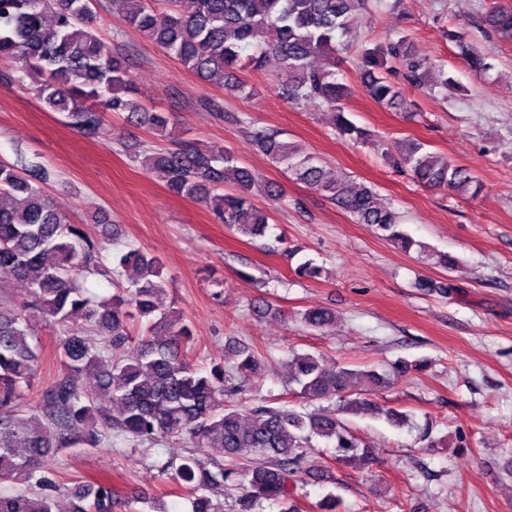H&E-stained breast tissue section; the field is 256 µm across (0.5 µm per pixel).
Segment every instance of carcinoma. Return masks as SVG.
Returning <instances> with one entry per match:
<instances>
[{
  "mask_svg": "<svg viewBox=\"0 0 512 512\" xmlns=\"http://www.w3.org/2000/svg\"><path fill=\"white\" fill-rule=\"evenodd\" d=\"M93 2L0 0V56L19 60L26 75L36 74L37 97L51 111L65 113L67 124L87 138L98 137L106 112H125L128 120L166 133L170 113L146 112L133 97L129 59L98 36ZM114 2L130 27L199 77L222 79L226 93L252 95L237 73L260 70L273 59L276 87L288 103L325 106L341 134L356 142L368 138L345 116L349 89L336 78V54L358 39L354 21L365 0H192L188 11L183 0ZM485 21L499 38L512 40L511 7L491 11ZM319 56L325 63L316 67ZM360 64L369 97L389 107L403 100L401 85L389 77L394 67L416 85L433 68L411 51L404 36L362 47ZM250 137L263 155L347 211L355 223L376 227L404 252L417 245L400 228L398 213L381 206L371 189L353 190L343 178L326 177L315 157L277 131L255 129ZM129 149L143 170L163 174L174 194L205 203L217 222L252 239L267 236L271 217L256 198H280L281 189L232 155L193 142L158 151ZM391 161L425 186L472 195L482 188L467 169L432 156L417 140L403 143ZM49 179L46 169L0 162V271L29 290L21 307L0 300V481L33 486L30 492L0 494V512H60L63 491L71 498L67 512H112L110 482L66 488L43 458L65 448H98L113 433L139 443L161 445L177 437L231 455L257 453L263 460L248 470L237 512H257L265 501L278 505L279 512H299L290 484L315 437L331 442L343 464L368 456L369 444L353 434L343 415L366 406L356 397L361 377L379 384L383 378L344 366L330 369L320 354L294 352L288 361V385H296L292 393L310 402L333 400L335 407L297 411L261 402L244 412L228 403L226 397L239 387L224 361H233L246 378L262 372L258 353L232 340L223 359L203 370L193 367L191 326L179 310L162 304L161 260L130 249L113 256L110 267L95 262L98 243L56 208L42 187ZM86 273L109 282L125 275L128 285L96 298L83 286ZM37 318L58 332L62 372L27 411L24 400L38 365ZM301 321L321 332L335 316L313 308ZM136 324V349L108 358L125 349ZM98 365L101 388L118 407L116 415L98 407L80 383L82 373ZM162 474L190 499L192 512H215L212 495L229 477L224 465L194 456L182 457L178 465L167 461Z\"/></svg>",
  "mask_w": 512,
  "mask_h": 512,
  "instance_id": "1",
  "label": "carcinoma"
}]
</instances>
